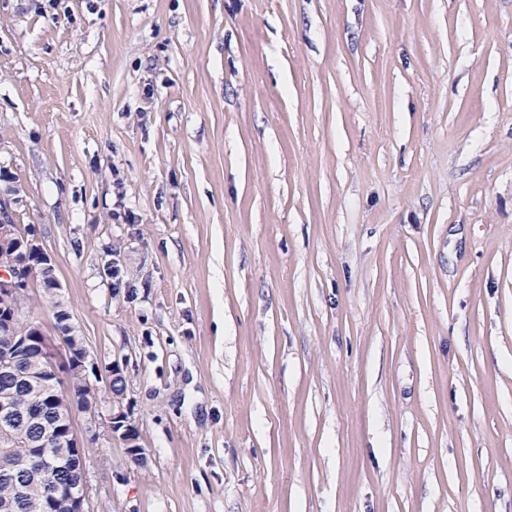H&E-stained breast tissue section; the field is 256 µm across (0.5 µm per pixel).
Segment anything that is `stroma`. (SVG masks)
Instances as JSON below:
<instances>
[{
	"instance_id": "35a3bbf8",
	"label": "stroma",
	"mask_w": 512,
	"mask_h": 512,
	"mask_svg": "<svg viewBox=\"0 0 512 512\" xmlns=\"http://www.w3.org/2000/svg\"><path fill=\"white\" fill-rule=\"evenodd\" d=\"M0 204L92 512H512V0H0Z\"/></svg>"
}]
</instances>
